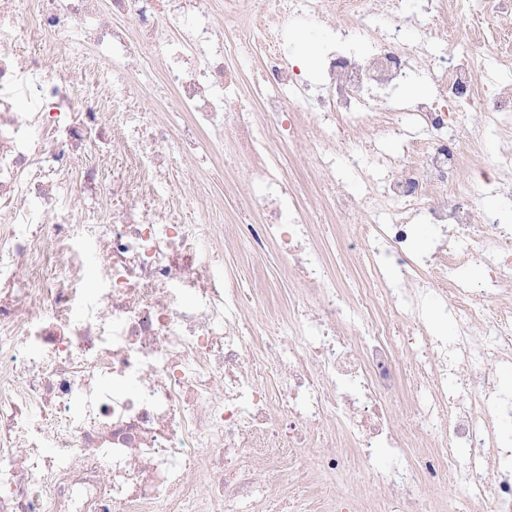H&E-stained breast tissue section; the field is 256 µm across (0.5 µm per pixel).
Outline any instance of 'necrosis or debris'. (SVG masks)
Here are the masks:
<instances>
[{"label":"necrosis or debris","mask_w":512,"mask_h":512,"mask_svg":"<svg viewBox=\"0 0 512 512\" xmlns=\"http://www.w3.org/2000/svg\"><path fill=\"white\" fill-rule=\"evenodd\" d=\"M16 3L0 13V512H372L336 489L355 465L398 512H442L422 494L441 483L512 512V228L476 223L469 194L512 154L451 122L511 136L512 85L496 61L431 53L440 30L512 39V0H488L489 26L416 0ZM298 24L323 42L310 74L286 50ZM87 44L110 62L91 85L66 61ZM433 61L436 94L407 100ZM146 71L181 124L120 111ZM405 137L403 156L376 147ZM183 143L245 165L224 224L189 219L212 195L198 169L169 182ZM306 148L309 173L282 168ZM229 253L256 276L277 255L289 291L245 285ZM468 263L483 290L457 278ZM432 299L453 335L429 332Z\"/></svg>","instance_id":"obj_1"}]
</instances>
